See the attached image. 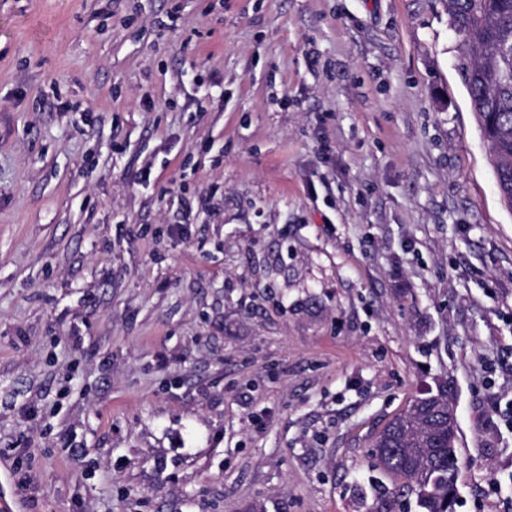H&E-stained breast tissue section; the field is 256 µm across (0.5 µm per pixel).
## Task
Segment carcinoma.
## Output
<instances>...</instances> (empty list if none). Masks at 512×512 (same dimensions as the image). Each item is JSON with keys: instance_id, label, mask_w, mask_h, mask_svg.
I'll use <instances>...</instances> for the list:
<instances>
[{"instance_id": "1", "label": "carcinoma", "mask_w": 512, "mask_h": 512, "mask_svg": "<svg viewBox=\"0 0 512 512\" xmlns=\"http://www.w3.org/2000/svg\"><path fill=\"white\" fill-rule=\"evenodd\" d=\"M461 36L472 107L493 159L502 199L512 208V0H445ZM447 390L417 398L379 432L383 471L401 484L373 500L369 512H396L416 496L423 512H453L456 466L448 463Z\"/></svg>"}]
</instances>
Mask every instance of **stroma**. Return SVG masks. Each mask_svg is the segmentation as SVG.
<instances>
[{"mask_svg": "<svg viewBox=\"0 0 512 512\" xmlns=\"http://www.w3.org/2000/svg\"><path fill=\"white\" fill-rule=\"evenodd\" d=\"M443 0H0V491L367 512L447 386L512 512V209Z\"/></svg>", "mask_w": 512, "mask_h": 512, "instance_id": "obj_1", "label": "stroma"}]
</instances>
